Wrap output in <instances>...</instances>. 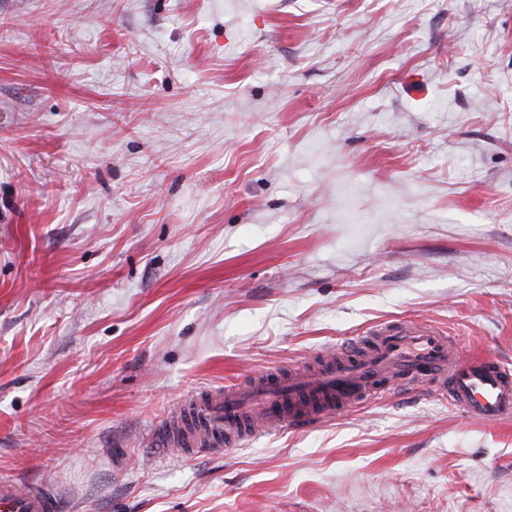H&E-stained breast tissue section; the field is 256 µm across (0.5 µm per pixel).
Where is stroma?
Masks as SVG:
<instances>
[{
    "label": "stroma",
    "instance_id": "1",
    "mask_svg": "<svg viewBox=\"0 0 512 512\" xmlns=\"http://www.w3.org/2000/svg\"><path fill=\"white\" fill-rule=\"evenodd\" d=\"M394 319L512 360V0H0V474L61 512H512V420L423 392L150 438Z\"/></svg>",
    "mask_w": 512,
    "mask_h": 512
}]
</instances>
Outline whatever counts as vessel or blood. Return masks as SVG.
I'll use <instances>...</instances> for the list:
<instances>
[{
    "label": "vessel or blood",
    "mask_w": 512,
    "mask_h": 512,
    "mask_svg": "<svg viewBox=\"0 0 512 512\" xmlns=\"http://www.w3.org/2000/svg\"><path fill=\"white\" fill-rule=\"evenodd\" d=\"M436 384L466 417L494 425L512 417V361L487 354L461 357L455 341L432 325L396 320L373 326L315 366L260 372L230 388L199 392L165 448L179 456L219 451L242 440L310 424L394 390ZM41 484L0 477V512H58Z\"/></svg>",
    "instance_id": "obj_1"
}]
</instances>
